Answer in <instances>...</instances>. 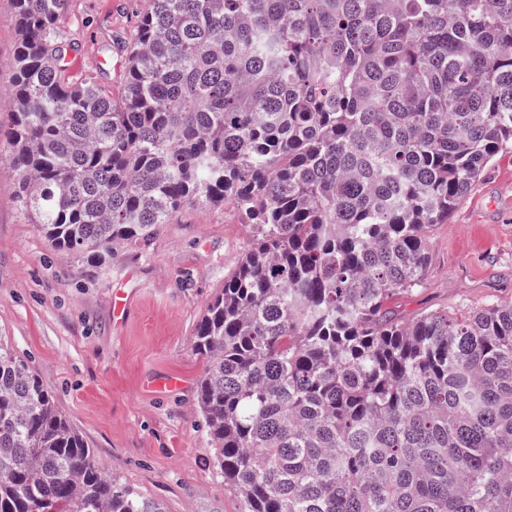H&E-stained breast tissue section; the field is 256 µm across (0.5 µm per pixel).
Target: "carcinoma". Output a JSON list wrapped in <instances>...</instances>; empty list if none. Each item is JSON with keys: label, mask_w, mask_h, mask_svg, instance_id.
<instances>
[{"label": "carcinoma", "mask_w": 512, "mask_h": 512, "mask_svg": "<svg viewBox=\"0 0 512 512\" xmlns=\"http://www.w3.org/2000/svg\"><path fill=\"white\" fill-rule=\"evenodd\" d=\"M13 3L0 158L58 251H143L186 205L253 227L192 341L242 512H512V301L388 308L512 144V0H150L118 98L69 78V0ZM0 512H166L2 340Z\"/></svg>", "instance_id": "obj_1"}]
</instances>
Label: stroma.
<instances>
[{"label":"stroma","instance_id":"obj_1","mask_svg":"<svg viewBox=\"0 0 512 512\" xmlns=\"http://www.w3.org/2000/svg\"><path fill=\"white\" fill-rule=\"evenodd\" d=\"M146 0H70L63 30L68 75L119 89L118 44ZM13 0H0V88L15 72ZM252 243L232 205L187 207L162 225L147 250L116 248L86 265L53 248L19 202L15 174L0 162V334L53 395L58 410L121 483L168 512H242L218 478L196 411L203 364L191 351L197 322ZM424 285L389 307L410 319L427 310L457 314L512 300V147L428 238ZM127 312L115 318L114 294ZM176 378L156 392L150 380Z\"/></svg>","mask_w":512,"mask_h":512}]
</instances>
